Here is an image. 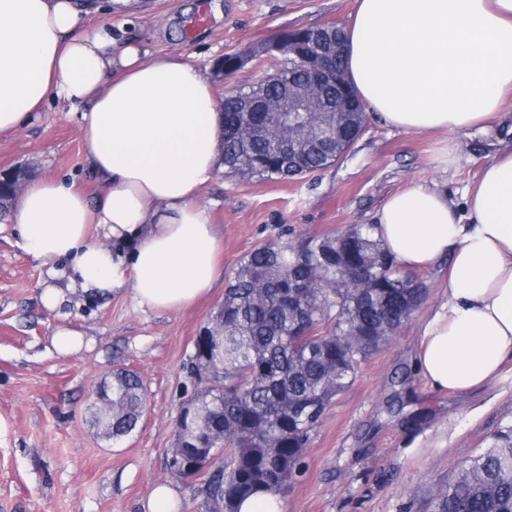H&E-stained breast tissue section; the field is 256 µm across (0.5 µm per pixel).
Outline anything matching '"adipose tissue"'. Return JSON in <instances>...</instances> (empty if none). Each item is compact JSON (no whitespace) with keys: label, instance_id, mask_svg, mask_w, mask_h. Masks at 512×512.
I'll use <instances>...</instances> for the list:
<instances>
[{"label":"adipose tissue","instance_id":"ef3b65f1","mask_svg":"<svg viewBox=\"0 0 512 512\" xmlns=\"http://www.w3.org/2000/svg\"><path fill=\"white\" fill-rule=\"evenodd\" d=\"M128 0H0V135L61 101L79 119L86 173L32 179L11 221L46 265L41 300L131 289L175 312L207 296L224 266V227L202 206L222 167L224 116L208 71L150 59L110 18ZM345 69L369 111L407 132L483 128L512 93V0H357ZM460 218L423 185L391 195L375 236L407 270L446 263L445 299L425 320L416 367L432 388L466 393L512 356V149L487 163Z\"/></svg>","mask_w":512,"mask_h":512}]
</instances>
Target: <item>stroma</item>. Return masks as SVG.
I'll use <instances>...</instances> for the list:
<instances>
[{
    "label": "stroma",
    "mask_w": 512,
    "mask_h": 512,
    "mask_svg": "<svg viewBox=\"0 0 512 512\" xmlns=\"http://www.w3.org/2000/svg\"><path fill=\"white\" fill-rule=\"evenodd\" d=\"M210 0H130L112 15L136 14L133 37L154 57L181 54L214 66L284 29L347 25L356 0H220L207 26L190 23ZM453 163H441L445 145ZM512 146V100L483 130L435 136L407 133L369 115L364 134L338 163L288 181L258 182L217 172L203 201L224 227V270L256 246L288 235H333L372 223L392 193L422 184L463 207L469 186L496 153ZM89 183L76 116L48 104L17 133L0 137V172ZM43 268L0 223V512H150L155 487L173 486L177 512H208L200 483L170 472L182 403L193 385L194 340L224 300L223 288L179 313L135 305L130 292L87 301L81 291L60 310L40 301ZM422 303L361 366L311 431L301 472L284 491L285 512H430V499L473 453L512 423V359L488 386L453 394L432 389L413 359L424 317L444 298L438 269L414 272ZM81 330L89 345L58 354L51 335ZM144 380L147 412L120 442L104 440L88 419L89 394L116 367Z\"/></svg>",
    "instance_id": "35a3bbf8"
}]
</instances>
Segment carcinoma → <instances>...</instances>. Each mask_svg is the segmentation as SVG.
<instances>
[{
    "label": "carcinoma",
    "instance_id": "cac0c4a2",
    "mask_svg": "<svg viewBox=\"0 0 512 512\" xmlns=\"http://www.w3.org/2000/svg\"><path fill=\"white\" fill-rule=\"evenodd\" d=\"M274 74L266 94L303 81L292 58L260 57ZM240 90L224 96V169L229 176L286 180L281 146L273 138L244 142L233 134L242 120ZM362 112L336 113L334 152L310 142L302 178L338 162L357 141ZM375 225L352 224L335 235L253 249L228 277L224 302L212 319L216 334L206 353L222 369L196 398L195 414L180 416L181 459L168 464L184 476L192 450L206 442L224 450L202 487L210 512H238L259 492H280L295 478L310 431L354 380L362 363L420 305L424 285L404 274L374 236ZM301 282L303 290L292 288ZM332 322L324 334L323 322ZM143 382L114 369L102 386L112 404V433L132 434L140 423ZM432 512H512V425L472 455L431 499Z\"/></svg>",
    "mask_w": 512,
    "mask_h": 512
}]
</instances>
